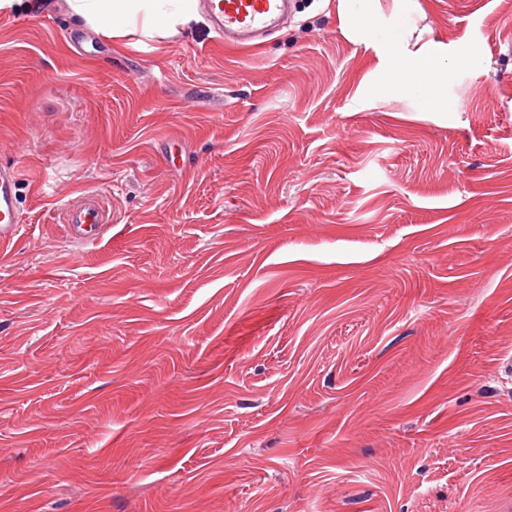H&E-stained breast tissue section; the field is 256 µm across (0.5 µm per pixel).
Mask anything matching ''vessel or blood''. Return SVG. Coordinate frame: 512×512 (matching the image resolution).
Returning <instances> with one entry per match:
<instances>
[{
    "instance_id": "obj_1",
    "label": "vessel or blood",
    "mask_w": 512,
    "mask_h": 512,
    "mask_svg": "<svg viewBox=\"0 0 512 512\" xmlns=\"http://www.w3.org/2000/svg\"><path fill=\"white\" fill-rule=\"evenodd\" d=\"M294 0H204L213 19V31L225 45L248 46L260 40L273 22L290 11ZM18 180L13 167L0 165V252L17 239L22 223L18 205ZM105 209L99 198L69 205L67 232L71 239L86 244L103 233Z\"/></svg>"
}]
</instances>
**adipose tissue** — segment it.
<instances>
[{"mask_svg": "<svg viewBox=\"0 0 512 512\" xmlns=\"http://www.w3.org/2000/svg\"><path fill=\"white\" fill-rule=\"evenodd\" d=\"M392 3L386 12L375 0H339L344 28L378 58L375 87L390 99L408 97L418 112L455 111L448 82L454 70L478 66L476 53L469 47L449 50L429 26H418L410 0ZM66 7L107 40L131 33L163 40L202 20L198 0H66Z\"/></svg>", "mask_w": 512, "mask_h": 512, "instance_id": "obj_1", "label": "adipose tissue"}]
</instances>
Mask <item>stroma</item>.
Returning a JSON list of instances; mask_svg holds the SVG:
<instances>
[{"mask_svg":"<svg viewBox=\"0 0 512 512\" xmlns=\"http://www.w3.org/2000/svg\"><path fill=\"white\" fill-rule=\"evenodd\" d=\"M415 3L456 111L364 95L338 0L259 48L0 12V512H512V0ZM18 180L12 166L0 165V252L17 239L22 223L18 205ZM104 212L101 200L96 197L85 203L69 205L66 211V227L71 239L83 244L97 240L103 234Z\"/></svg>","mask_w":512,"mask_h":512,"instance_id":"35a3bbf8","label":"stroma"}]
</instances>
